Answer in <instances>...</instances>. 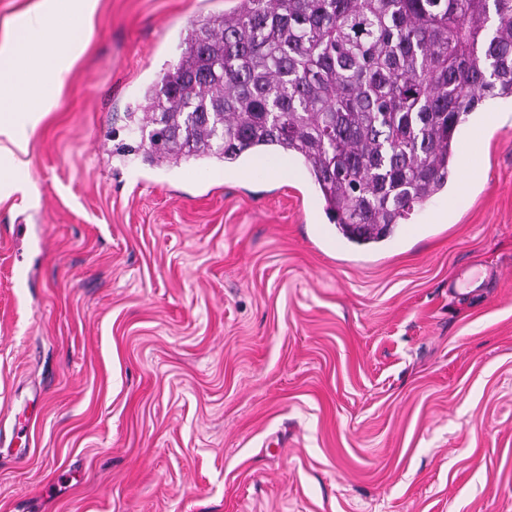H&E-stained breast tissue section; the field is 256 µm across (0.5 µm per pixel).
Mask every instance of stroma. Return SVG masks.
Returning a JSON list of instances; mask_svg holds the SVG:
<instances>
[{
	"instance_id": "obj_1",
	"label": "stroma",
	"mask_w": 512,
	"mask_h": 512,
	"mask_svg": "<svg viewBox=\"0 0 512 512\" xmlns=\"http://www.w3.org/2000/svg\"><path fill=\"white\" fill-rule=\"evenodd\" d=\"M233 0H100L0 199V512H512V100L374 245L295 179L117 153Z\"/></svg>"
}]
</instances>
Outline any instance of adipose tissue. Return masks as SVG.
Segmentation results:
<instances>
[{
	"mask_svg": "<svg viewBox=\"0 0 512 512\" xmlns=\"http://www.w3.org/2000/svg\"><path fill=\"white\" fill-rule=\"evenodd\" d=\"M99 0H41L0 50V184L23 167L29 133L52 105L71 68L76 35L88 33Z\"/></svg>",
	"mask_w": 512,
	"mask_h": 512,
	"instance_id": "obj_1",
	"label": "adipose tissue"
}]
</instances>
